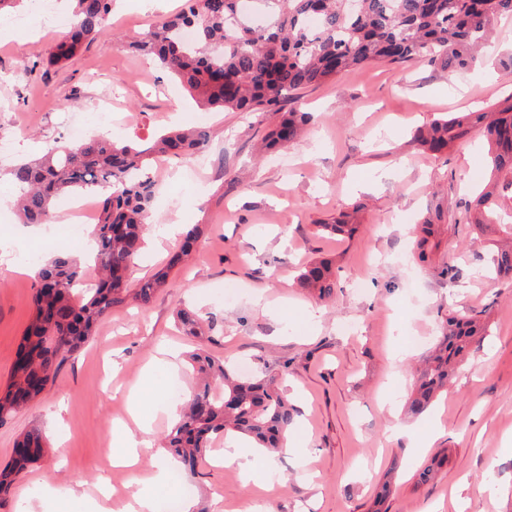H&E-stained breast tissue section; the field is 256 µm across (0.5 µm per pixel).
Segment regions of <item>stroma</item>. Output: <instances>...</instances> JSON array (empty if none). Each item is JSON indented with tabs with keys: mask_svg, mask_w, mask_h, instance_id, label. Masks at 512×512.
Here are the masks:
<instances>
[{
	"mask_svg": "<svg viewBox=\"0 0 512 512\" xmlns=\"http://www.w3.org/2000/svg\"><path fill=\"white\" fill-rule=\"evenodd\" d=\"M182 2L115 0L107 28L61 65L49 59L64 32L44 30L27 6L6 11L28 26L0 30V133L16 136L11 156L0 160V195L14 194L15 161L67 141V113L102 98L118 120L115 143L198 126L209 128L211 140L202 180L187 176L185 157L154 165L160 183L145 251L127 277L134 288L166 268L167 286L149 305L113 309L39 400L0 427V465L34 427L48 450L47 462L17 479L0 512H92L106 484L114 510L148 488L158 501L178 500L181 512L203 500L215 512H371L388 470L395 477L388 512H512V279L482 276L492 248L467 222L473 188L487 173L486 151L466 142L426 154L413 141L438 113L487 111L512 93V19L498 20L482 61L463 76L417 58L299 91L291 104L310 121L282 154L262 155L257 147L273 127L271 115L205 110L184 92L171 98L174 77L131 52L130 42ZM435 210L445 225L430 261L420 263L410 253L415 226ZM344 214L359 224L353 237L317 234V225ZM193 227L188 264L170 267ZM25 231L15 210L0 213V240L13 245L0 264V392L35 312L37 267L24 254L91 257L89 237L45 246ZM321 258L336 269L326 300L297 283L299 267ZM181 308L210 322L209 341L183 334ZM479 311L490 336L473 346L427 414H408L416 371L440 325L448 315ZM200 347L232 367L249 361L251 375H278L298 410L285 449L255 459L267 486L223 462L220 438L194 473H180L163 446L174 424L164 415L154 418L136 468L112 466L119 426L129 419L127 393L176 383L189 399L191 355ZM166 350L178 352L177 369L160 365ZM436 424L442 434L420 449ZM442 453L447 461L418 483V471ZM165 467L179 472V484L155 482ZM77 480L83 494L75 499ZM183 483L191 495L181 494Z\"/></svg>",
	"mask_w": 512,
	"mask_h": 512,
	"instance_id": "35a3bbf8",
	"label": "stroma"
}]
</instances>
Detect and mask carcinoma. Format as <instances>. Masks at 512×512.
<instances>
[{
    "mask_svg": "<svg viewBox=\"0 0 512 512\" xmlns=\"http://www.w3.org/2000/svg\"><path fill=\"white\" fill-rule=\"evenodd\" d=\"M76 21L57 44L52 62L71 59L92 41L112 12L113 0H74ZM240 0H188L180 11L156 25L135 49L156 59L175 76L190 96L214 109L274 112L279 115L267 136L266 148L276 149L296 139L308 113L288 106L292 92L323 84L340 74L376 64H399L425 58L450 73L467 72L478 61V49L491 36L493 22L512 17V0H264L263 24L238 19ZM320 18L312 30L306 20ZM192 28L196 43L188 48L178 32ZM488 146V180L474 200V226L484 233L496 229L507 243L492 256L499 276L512 278V94L491 112H450L433 119L414 134V141L434 154L473 136ZM210 140L205 127L171 130L153 144L118 146L100 136L78 143L58 144L34 161L22 160L10 170L20 191L18 211L27 224H45L54 201L69 192H103L93 233L98 278L80 298L74 288L84 279L80 261L57 256L37 271L36 312L21 347L27 360L14 368L7 390L0 394V425L26 409L54 382L63 364L94 334L112 308L149 304L166 285L168 271L137 288L126 283V272L140 254L150 224L154 196L151 161L185 156ZM439 211L417 226L412 256L428 260L436 247ZM317 231L351 236L358 225L346 219L318 224ZM301 287L330 295L336 287L332 261L314 260L299 274ZM179 318L189 334L205 335L202 320L182 311ZM489 335L477 314L450 315L442 337L416 378L408 398L414 414L425 412L448 386L457 366L473 344ZM203 390L195 395L167 434L184 469L193 472L219 436L237 433L257 447L277 452L295 418V408L277 386V377H236L204 350L194 356ZM17 448H41L43 437L32 429L20 436ZM34 458H12L0 469V500L4 501L21 472Z\"/></svg>",
    "mask_w": 512,
    "mask_h": 512,
    "instance_id": "obj_1",
    "label": "carcinoma"
}]
</instances>
